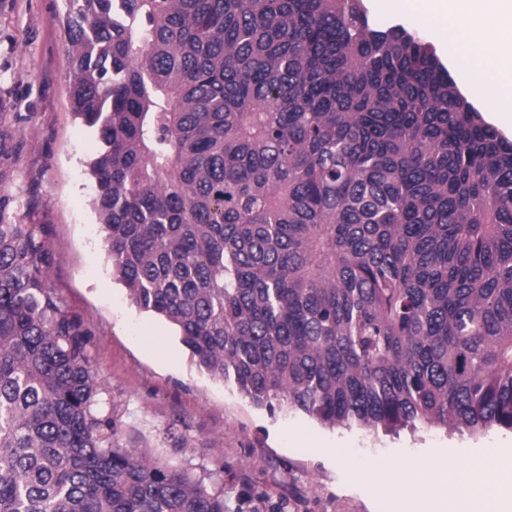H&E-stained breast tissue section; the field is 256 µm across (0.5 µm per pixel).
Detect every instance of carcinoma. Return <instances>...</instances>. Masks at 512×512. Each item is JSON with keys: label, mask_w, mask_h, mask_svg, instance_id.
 Masks as SVG:
<instances>
[{"label": "carcinoma", "mask_w": 512, "mask_h": 512, "mask_svg": "<svg viewBox=\"0 0 512 512\" xmlns=\"http://www.w3.org/2000/svg\"><path fill=\"white\" fill-rule=\"evenodd\" d=\"M69 96L129 301L254 405L512 430V140L363 0H70ZM0 512H224L116 448L88 331L2 192Z\"/></svg>", "instance_id": "obj_1"}]
</instances>
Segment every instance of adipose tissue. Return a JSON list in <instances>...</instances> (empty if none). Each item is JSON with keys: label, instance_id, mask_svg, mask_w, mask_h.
I'll return each mask as SVG.
<instances>
[{"label": "adipose tissue", "instance_id": "ef3b65f1", "mask_svg": "<svg viewBox=\"0 0 512 512\" xmlns=\"http://www.w3.org/2000/svg\"><path fill=\"white\" fill-rule=\"evenodd\" d=\"M388 12L420 17L439 26L444 46L471 77L472 93L492 109L512 113V0H379ZM355 477H373L395 496L399 512H483L470 495L473 470L456 463L423 465L415 461L369 463ZM461 494L447 498L448 486Z\"/></svg>", "mask_w": 512, "mask_h": 512}]
</instances>
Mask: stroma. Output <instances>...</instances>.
<instances>
[{"label": "stroma", "mask_w": 512, "mask_h": 512, "mask_svg": "<svg viewBox=\"0 0 512 512\" xmlns=\"http://www.w3.org/2000/svg\"><path fill=\"white\" fill-rule=\"evenodd\" d=\"M69 10V0H0V110L23 117L6 194L10 210L43 225L56 257L49 280L91 333L94 412L110 422L112 444L191 471L223 495L224 512H395L371 481L326 462L325 447H344L357 463L446 456L491 469L512 457V432L498 427L386 433L255 406L200 371L166 322L131 305L92 205L97 145L70 107Z\"/></svg>", "instance_id": "stroma-1"}]
</instances>
